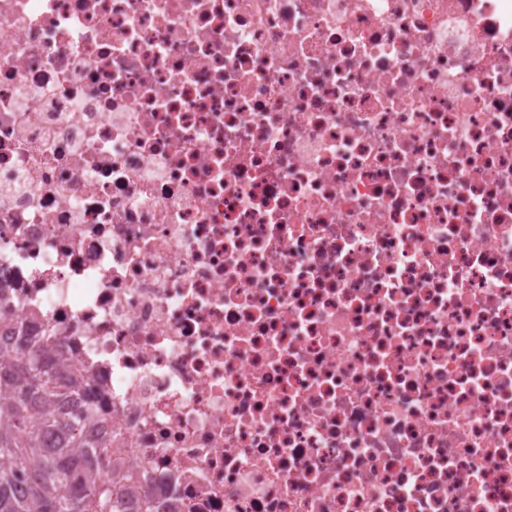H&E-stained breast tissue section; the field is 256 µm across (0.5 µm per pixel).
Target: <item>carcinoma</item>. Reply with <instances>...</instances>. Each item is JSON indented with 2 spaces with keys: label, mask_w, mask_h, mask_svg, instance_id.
Segmentation results:
<instances>
[{
  "label": "carcinoma",
  "mask_w": 512,
  "mask_h": 512,
  "mask_svg": "<svg viewBox=\"0 0 512 512\" xmlns=\"http://www.w3.org/2000/svg\"><path fill=\"white\" fill-rule=\"evenodd\" d=\"M83 379L80 369L52 358L42 340L20 351L0 345V460L14 462L0 465V512H123L112 480L79 474L93 447L86 430L93 412L72 417L66 404ZM53 432L59 437L49 448L45 436Z\"/></svg>",
  "instance_id": "carcinoma-1"
}]
</instances>
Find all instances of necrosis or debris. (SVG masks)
Returning <instances> with one entry per match:
<instances>
[{
	"instance_id": "obj_1",
	"label": "necrosis or debris",
	"mask_w": 512,
	"mask_h": 512,
	"mask_svg": "<svg viewBox=\"0 0 512 512\" xmlns=\"http://www.w3.org/2000/svg\"><path fill=\"white\" fill-rule=\"evenodd\" d=\"M124 512H512V0H0V331Z\"/></svg>"
}]
</instances>
